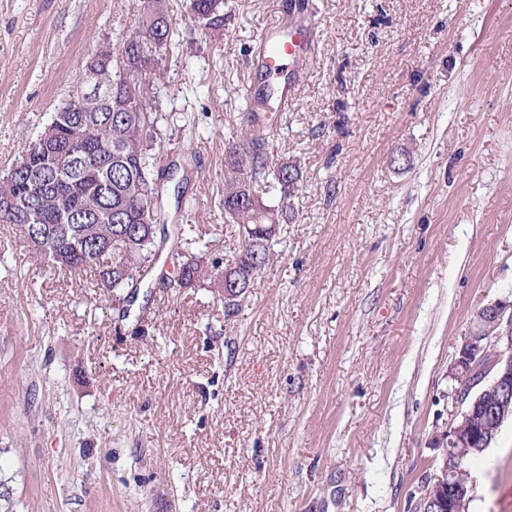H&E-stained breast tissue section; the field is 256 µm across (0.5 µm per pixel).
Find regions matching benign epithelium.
Segmentation results:
<instances>
[{
    "instance_id": "benign-epithelium-1",
    "label": "benign epithelium",
    "mask_w": 512,
    "mask_h": 512,
    "mask_svg": "<svg viewBox=\"0 0 512 512\" xmlns=\"http://www.w3.org/2000/svg\"><path fill=\"white\" fill-rule=\"evenodd\" d=\"M83 89L99 85V72L87 64L80 72ZM240 278L224 269V304L239 295ZM454 381L449 397L457 408L448 421L445 437L438 441L442 465L428 480L421 495L423 512H465L469 500L467 481L456 476L455 449L474 457L493 444L499 428L512 419V305L494 301L479 308L470 330L450 366ZM486 407L496 420L493 427L474 423L477 410Z\"/></svg>"
}]
</instances>
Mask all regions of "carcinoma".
Returning <instances> with one entry per match:
<instances>
[{
    "label": "carcinoma",
    "instance_id": "cac0c4a2",
    "mask_svg": "<svg viewBox=\"0 0 512 512\" xmlns=\"http://www.w3.org/2000/svg\"><path fill=\"white\" fill-rule=\"evenodd\" d=\"M185 6L202 29L224 21V0H185ZM174 40L168 0H143L118 42L104 39L87 55L97 59L101 82L112 87V104L89 96L72 111L79 91L73 84L43 130L0 174V222L16 227L52 272L90 269L98 285L125 291L129 303L142 288H192L201 281L197 256L169 245L191 231L189 224L169 223L167 210L169 183L177 201L186 197L190 160L182 154L162 165L158 158L157 66ZM264 120L248 110L230 135L222 199L224 217L241 238L230 266L250 283L273 262L272 237L261 226L288 220L301 178L295 163L270 160ZM271 189L280 193L276 207L264 198ZM161 260L179 268L178 279L156 274Z\"/></svg>",
    "mask_w": 512,
    "mask_h": 512
}]
</instances>
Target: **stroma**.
I'll use <instances>...</instances> for the list:
<instances>
[{"label": "stroma", "mask_w": 512, "mask_h": 512, "mask_svg": "<svg viewBox=\"0 0 512 512\" xmlns=\"http://www.w3.org/2000/svg\"><path fill=\"white\" fill-rule=\"evenodd\" d=\"M278 0H224L200 31L170 0L163 158L196 157L203 270L224 222L229 130ZM315 48L272 162L296 217L224 315L198 284L66 281L0 224V512H416L476 311L512 303V0H312ZM141 0H0V171ZM470 512H512V422L470 467Z\"/></svg>", "instance_id": "35a3bbf8"}]
</instances>
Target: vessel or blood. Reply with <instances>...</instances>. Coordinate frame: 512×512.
Here are the masks:
<instances>
[{"label":"vessel or blood","instance_id":"vessel-or-blood-1","mask_svg":"<svg viewBox=\"0 0 512 512\" xmlns=\"http://www.w3.org/2000/svg\"><path fill=\"white\" fill-rule=\"evenodd\" d=\"M311 30L304 19H267L257 30L258 64L277 90L279 105H286L307 65Z\"/></svg>","mask_w":512,"mask_h":512}]
</instances>
